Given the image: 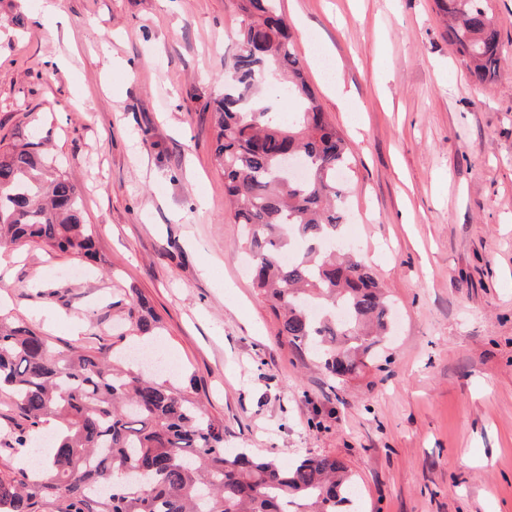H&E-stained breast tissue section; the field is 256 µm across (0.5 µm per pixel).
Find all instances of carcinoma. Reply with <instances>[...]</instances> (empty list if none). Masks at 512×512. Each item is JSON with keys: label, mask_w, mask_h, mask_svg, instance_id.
Instances as JSON below:
<instances>
[{"label": "carcinoma", "mask_w": 512, "mask_h": 512, "mask_svg": "<svg viewBox=\"0 0 512 512\" xmlns=\"http://www.w3.org/2000/svg\"><path fill=\"white\" fill-rule=\"evenodd\" d=\"M452 51L473 81L494 82L502 46L488 0H437ZM243 20L215 107V157L224 195L253 266V283L279 319L278 335L309 351L333 378L371 360L390 306L371 268L342 242L345 140L304 75L281 0H237ZM288 95L296 110L278 111ZM44 142L0 152V249L37 246L96 263L79 185ZM308 163L291 180L281 154ZM125 328L65 354L51 337L0 316V512H355L353 474L328 455L283 462L232 452L224 422L202 404L201 381L170 380L138 354L166 335L141 290H112ZM52 452L30 453L48 422Z\"/></svg>", "instance_id": "carcinoma-1"}]
</instances>
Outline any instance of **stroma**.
<instances>
[{"label":"stroma","instance_id":"35a3bbf8","mask_svg":"<svg viewBox=\"0 0 512 512\" xmlns=\"http://www.w3.org/2000/svg\"><path fill=\"white\" fill-rule=\"evenodd\" d=\"M57 2L50 34L30 24L40 0H0V145L49 133L107 268L15 251L0 308L62 351L89 324L111 332L120 275L163 318L161 349L201 380L226 447L339 458L358 512H512V0H489L504 50L489 87L435 0H282L348 143L344 235L394 309L344 383L279 336L224 198L211 108L235 0Z\"/></svg>","mask_w":512,"mask_h":512}]
</instances>
